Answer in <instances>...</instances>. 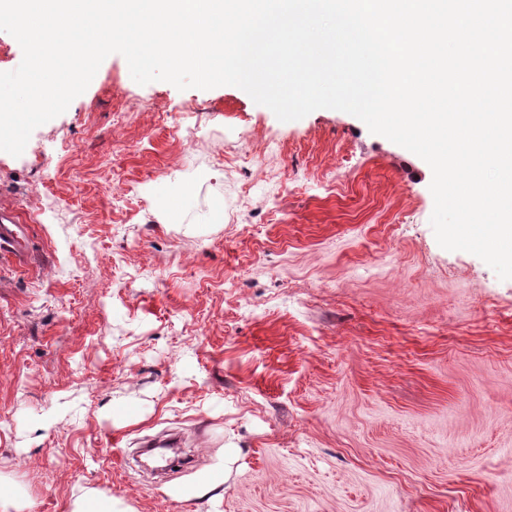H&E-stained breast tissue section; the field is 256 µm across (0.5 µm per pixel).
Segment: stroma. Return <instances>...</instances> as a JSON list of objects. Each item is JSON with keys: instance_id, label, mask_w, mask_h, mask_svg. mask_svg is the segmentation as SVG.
Masks as SVG:
<instances>
[{"instance_id": "1", "label": "stroma", "mask_w": 512, "mask_h": 512, "mask_svg": "<svg viewBox=\"0 0 512 512\" xmlns=\"http://www.w3.org/2000/svg\"><path fill=\"white\" fill-rule=\"evenodd\" d=\"M196 139L185 147L182 131ZM357 117L137 84L0 151V494L70 512H512V280ZM192 467L141 472L143 440ZM26 224H0V246H5L9 253H21L28 242ZM112 500L95 489L86 490L72 504L71 512H112Z\"/></svg>"}]
</instances>
